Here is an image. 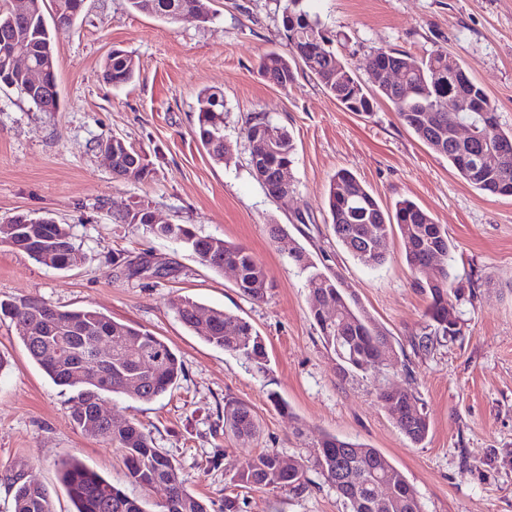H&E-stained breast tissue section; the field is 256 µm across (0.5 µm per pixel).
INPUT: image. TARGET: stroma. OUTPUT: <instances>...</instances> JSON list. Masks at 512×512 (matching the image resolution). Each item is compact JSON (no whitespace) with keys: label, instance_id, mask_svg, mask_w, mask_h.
<instances>
[{"label":"stroma","instance_id":"35a3bbf8","mask_svg":"<svg viewBox=\"0 0 512 512\" xmlns=\"http://www.w3.org/2000/svg\"><path fill=\"white\" fill-rule=\"evenodd\" d=\"M212 17L169 23L130 9L128 0H86L71 32L59 35V108L41 112L0 85V224L24 215L66 225L81 256L67 270L36 263L0 243V300L36 298L62 310L90 307L139 326L174 348L184 372L163 397L142 403L125 395L105 410L136 418L180 469L187 489L224 506L230 479L265 448L313 458L323 434L378 449L406 476L423 512H512V198L475 190L446 158L421 142L391 105L371 116L345 111L316 79L299 71L289 90L259 72L261 57L283 50V0H211ZM339 53L361 58L377 48L417 55L440 50L460 60L512 129V0H307ZM134 56L132 82L100 77L112 48ZM207 87L222 90L224 140L232 158L215 164L196 141V105ZM263 115L286 128L297 153L294 191L269 199L248 163L241 134ZM119 136L142 150L148 181L114 178L99 143ZM347 168L385 205L408 198L447 225L457 273L479 279L473 302H461L460 336L415 356L427 296L415 288L399 236L388 237L386 263L371 269L338 244L325 192ZM147 204L161 221L192 225L246 247L267 269L264 301L244 296L231 272L216 273L180 244L114 216ZM287 235L272 238L273 226ZM303 247L319 270L338 274L361 306L405 354L407 372L430 420L426 441L412 445L379 402L372 380L338 374V361L310 314L306 275L291 261ZM150 260L161 274L117 276V266ZM177 295L250 321L268 355L259 373L191 335L171 311ZM0 512H11L17 484L34 480L51 493L55 512H73L58 477L66 455L113 482H124L119 451L71 419L68 391L28 356L10 318L0 316ZM249 403L260 435L244 444L224 434V400ZM287 404L279 410L275 399ZM308 489H240L243 512H345L316 470Z\"/></svg>","mask_w":512,"mask_h":512}]
</instances>
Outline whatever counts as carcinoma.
<instances>
[{"label":"carcinoma","instance_id":"carcinoma-1","mask_svg":"<svg viewBox=\"0 0 512 512\" xmlns=\"http://www.w3.org/2000/svg\"><path fill=\"white\" fill-rule=\"evenodd\" d=\"M302 0H286L282 9L279 33L289 48L286 56L277 51L265 54L259 64L260 73L282 90L291 88L297 68L303 67L322 88L347 111L362 115L373 112L377 101L389 102L399 119L415 136L435 153L448 159L449 166L474 189L486 194L512 197V152L495 169L482 168L477 157L486 141H497L512 149V131H504L495 104L484 88L466 71L459 60L448 70L442 52L432 51L417 56L406 51L377 48L357 63L342 59L325 36L320 20L301 6ZM140 13L169 21L182 10H192L206 21L210 16L209 0H128ZM54 10L46 17L44 0H29L25 15L16 16L13 8L0 10V35L25 49L32 64L45 72V78L56 85V39L61 31H69L84 11V0H53ZM398 64L406 70L413 94L402 98L382 78L385 70ZM138 69L134 57L114 48L102 64V78L115 87L129 83ZM363 70L369 77L365 83L358 75ZM27 74L13 71L0 47V85L28 95ZM464 92L472 103L469 112H442L448 96ZM197 120L194 136L217 164L230 159L224 144V94L204 89L197 97ZM466 121L477 130V138L469 146H460L452 137L456 122ZM274 133V141L263 159L269 172L295 161L296 146L285 128L263 117L246 120L242 129L245 141ZM117 170L113 175L131 181H142L150 173L146 155L126 140L112 141ZM142 163L135 164V159ZM327 212L336 240L359 263L376 268L386 261L385 240L399 230L405 261L413 272L421 271L425 261L433 257L437 273L433 280L415 282L429 299L424 313L426 326L412 340L417 355L432 351L434 340L452 338L462 331L458 302L464 299L453 267L448 259L454 245L448 228L417 203L402 199L392 208L381 205L369 188L347 169L337 171L326 189ZM139 223L146 231L180 243L206 266L216 272L226 266L240 271L235 282L239 291L260 301L271 288L267 269L243 246L220 237L200 236L188 224H149L145 217ZM0 240L27 254L37 263L56 270L74 265L78 251L69 228L56 224L50 217L39 224L0 226ZM292 261L308 272L310 312L324 346L339 361V375L361 374L378 379L384 372L381 356L396 351L392 337L360 305L341 276H327L313 270L305 250L291 252ZM332 306L338 318L328 320L324 307ZM170 308L187 330L205 343L235 355L259 372L266 371V351L262 336L240 316L222 309H211L209 320L200 324L195 312L201 305L189 296H176ZM0 312L16 323L19 339L31 360L38 364L52 382L72 393L70 415L74 423L90 435L119 448L124 454L126 482L144 492L157 484L169 489L168 498L158 504L157 512H210V505L190 493L179 468L153 444L152 438L134 418L107 422L98 415L99 401L115 394H126L137 401L150 403L163 396L183 372V366L171 347L152 333L116 322L90 308L60 310L38 299L0 303ZM69 333L68 361L53 362L52 346L72 326ZM97 342L112 345V378L103 382L97 373L81 364L88 360L91 346ZM154 360L151 368L142 358ZM377 397L389 410L399 431L413 444L419 445L429 434V421L421 398L410 380L400 385H381ZM224 433L250 443L259 435V422L247 403L224 399ZM295 465L284 464V456L267 448L247 458L232 477L239 488L288 490L303 493L308 487L307 461L293 458ZM313 467L330 483L348 512H372L368 507V483L375 476L390 487L385 512H422V505L405 475L378 449L365 444L325 434L318 441ZM61 483L66 488L74 512H151L146 499L112 483L88 467L81 459L67 455L58 462ZM13 512H54L51 495L41 484L24 482L17 486Z\"/></svg>","mask_w":512,"mask_h":512}]
</instances>
